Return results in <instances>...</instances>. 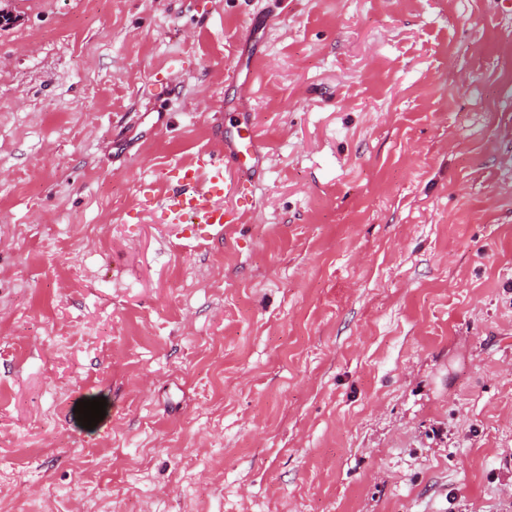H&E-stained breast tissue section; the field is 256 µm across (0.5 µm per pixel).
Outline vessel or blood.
<instances>
[{
	"instance_id": "1",
	"label": "vessel or blood",
	"mask_w": 512,
	"mask_h": 512,
	"mask_svg": "<svg viewBox=\"0 0 512 512\" xmlns=\"http://www.w3.org/2000/svg\"><path fill=\"white\" fill-rule=\"evenodd\" d=\"M262 160L252 134L230 140L216 138L214 148L197 154L192 169L170 172L161 206L178 232L197 241L223 240L229 222L224 206L228 173L236 171L237 187L248 190L249 177Z\"/></svg>"
}]
</instances>
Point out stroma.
I'll return each mask as SVG.
<instances>
[{"label": "stroma", "mask_w": 512, "mask_h": 512, "mask_svg": "<svg viewBox=\"0 0 512 512\" xmlns=\"http://www.w3.org/2000/svg\"><path fill=\"white\" fill-rule=\"evenodd\" d=\"M5 7L0 512H512V0ZM228 158L237 172L236 186L250 190L249 177L260 168L263 156L257 149L256 138L248 132L230 140L217 137L214 148L197 154L194 169L169 172L161 206L171 223L177 224L180 234L189 232L184 237L204 242L224 240L225 224L234 222L224 208L230 172Z\"/></svg>", "instance_id": "obj_1"}]
</instances>
